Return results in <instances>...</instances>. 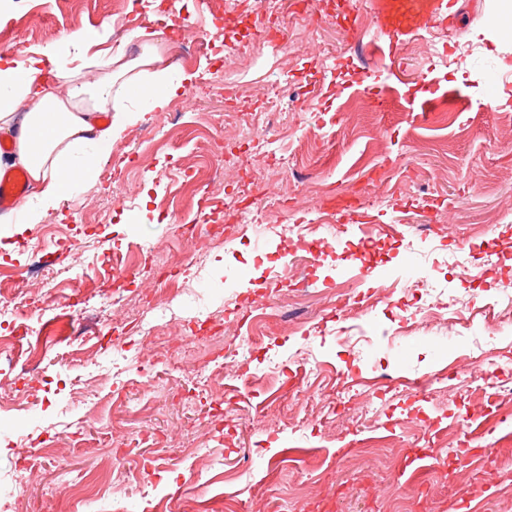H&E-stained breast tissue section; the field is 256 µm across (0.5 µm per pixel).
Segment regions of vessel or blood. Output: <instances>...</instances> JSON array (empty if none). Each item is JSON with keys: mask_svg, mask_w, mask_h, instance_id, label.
<instances>
[{"mask_svg": "<svg viewBox=\"0 0 512 512\" xmlns=\"http://www.w3.org/2000/svg\"><path fill=\"white\" fill-rule=\"evenodd\" d=\"M364 7L378 27V41L394 47L446 24L452 0H365ZM27 191L26 180L5 171L0 175V210L13 208Z\"/></svg>", "mask_w": 512, "mask_h": 512, "instance_id": "b4317fda", "label": "vessel or blood"}]
</instances>
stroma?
Returning <instances> with one entry per match:
<instances>
[{
    "instance_id": "stroma-1",
    "label": "stroma",
    "mask_w": 512,
    "mask_h": 512,
    "mask_svg": "<svg viewBox=\"0 0 512 512\" xmlns=\"http://www.w3.org/2000/svg\"><path fill=\"white\" fill-rule=\"evenodd\" d=\"M493 0H455L452 23L434 27L446 55L429 54L419 40L397 46L371 75L350 57V31L373 35L358 0H277V47L225 57L199 54L184 65L198 112L179 118L181 137L161 132L146 149L133 132L122 138L138 168L157 172L133 204L118 207L97 182L77 186L37 224H15L11 249L0 247V327L11 321L19 298L43 305L28 322L55 342L40 364L54 378L27 404L17 370L0 362V512H406L424 497L431 512H512V416L485 403L486 424L470 430L464 446L447 438L429 447L433 431L412 428L406 413L418 409L448 424L464 416L475 388L512 381V368L485 364L489 353L512 358V326L486 331L485 304L512 305V44L497 46L479 34ZM138 26L161 32V44L184 30L214 33L197 0H132ZM112 0H90L74 25L55 0H11L0 20L6 52L22 61L45 46V32L63 36L102 31L90 54L128 56L147 49L145 38L116 41ZM318 37L322 54L309 52ZM236 80L253 111L281 82L304 87L306 112H282L270 139L269 160L294 168L318 167L331 190L305 208L300 191L282 177L293 197L275 224H302L309 238L336 235L310 260L309 293L290 279L272 278L271 266L298 255L297 244L267 235L263 257L248 240L229 237L219 209L225 196L239 207L261 204L266 170L225 166L209 179L207 144L195 128L210 125L227 149L247 153L252 133L228 112L212 86ZM447 94L454 106L412 112L424 90ZM381 129L374 140L373 129ZM195 167L209 183L215 218L200 220L181 173ZM198 227L208 254L187 286L163 288L171 312L144 333L145 309L113 305L116 288L102 255L118 248L174 266L187 257L172 209ZM396 225L395 237L362 244L360 223ZM69 236L79 262L56 256L55 236ZM50 255L43 269L32 251ZM454 300L468 322L456 331L433 320L406 337V310L421 306L417 278ZM359 291L390 286L391 297L373 309L338 316L337 283ZM86 302L87 318H74L70 298ZM267 306L302 309L307 323L283 325L261 350L245 348L253 299ZM219 336L226 368L199 367L203 340ZM181 342L178 361L155 365L152 385L138 382L142 362L167 342ZM358 381L356 396L336 405V376ZM431 383L426 399L403 391L379 412L366 379ZM488 490L468 493L476 468ZM101 491L80 502L65 490L83 475Z\"/></svg>"
}]
</instances>
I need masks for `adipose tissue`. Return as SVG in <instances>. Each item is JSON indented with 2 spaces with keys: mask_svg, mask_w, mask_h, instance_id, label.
Returning <instances> with one entry per match:
<instances>
[{
  "mask_svg": "<svg viewBox=\"0 0 512 512\" xmlns=\"http://www.w3.org/2000/svg\"><path fill=\"white\" fill-rule=\"evenodd\" d=\"M93 42L70 34L23 62L0 56V132L11 137L15 163L41 186L21 205L27 222L37 223L78 183L92 179L99 159L139 120L138 111L116 106L118 96L138 93L149 110L161 112L192 80L191 74L162 67L159 54L152 53L127 62L94 58L97 76L83 81L69 72L66 60ZM97 112L108 115L99 128L92 123Z\"/></svg>",
  "mask_w": 512,
  "mask_h": 512,
  "instance_id": "ef3b65f1",
  "label": "adipose tissue"
}]
</instances>
